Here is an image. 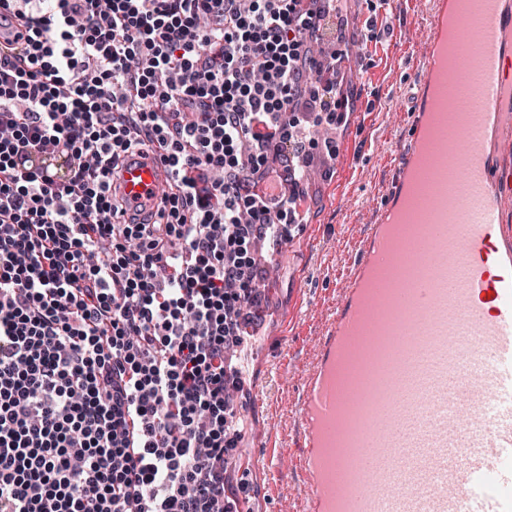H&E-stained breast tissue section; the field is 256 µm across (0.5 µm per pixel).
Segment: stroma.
I'll return each mask as SVG.
<instances>
[{"mask_svg": "<svg viewBox=\"0 0 512 512\" xmlns=\"http://www.w3.org/2000/svg\"><path fill=\"white\" fill-rule=\"evenodd\" d=\"M432 0H349L340 17L351 75V107L337 132L338 154L327 160L312 150L317 179L306 192L302 223L292 225L275 248L277 274L264 279L262 266L254 283L268 299L265 355L255 356L239 408L250 430L230 461L226 478L235 482L247 465L255 490L252 512H295L300 477L268 476L259 459L265 444L289 448L296 440L295 396L303 366L314 346L326 308L336 298L338 269L357 235L374 218L384 200L396 153L410 132L413 96L422 79L416 48L426 37ZM388 20L391 29L376 51H364L363 21ZM343 197L336 207L335 197Z\"/></svg>", "mask_w": 512, "mask_h": 512, "instance_id": "1", "label": "stroma"}]
</instances>
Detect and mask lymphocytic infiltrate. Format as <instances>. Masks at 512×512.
<instances>
[{
    "mask_svg": "<svg viewBox=\"0 0 512 512\" xmlns=\"http://www.w3.org/2000/svg\"><path fill=\"white\" fill-rule=\"evenodd\" d=\"M0 512H235L233 356L255 242L296 223L246 170L345 119L332 0H0ZM157 145L161 223L116 224L113 174ZM112 244V260L93 261Z\"/></svg>",
    "mask_w": 512,
    "mask_h": 512,
    "instance_id": "1",
    "label": "lymphocytic infiltrate"
}]
</instances>
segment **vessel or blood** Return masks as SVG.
Masks as SVG:
<instances>
[{
  "mask_svg": "<svg viewBox=\"0 0 512 512\" xmlns=\"http://www.w3.org/2000/svg\"><path fill=\"white\" fill-rule=\"evenodd\" d=\"M434 3L413 133L302 373L296 449L265 451L276 473L298 472L299 512H512V0H484L460 31L485 50L471 110L447 104L443 137L429 122L460 0ZM171 177L141 149L112 191L151 223ZM358 336L379 339L375 365L341 361Z\"/></svg>",
  "mask_w": 512,
  "mask_h": 512,
  "instance_id": "obj_1",
  "label": "vessel or blood"
}]
</instances>
